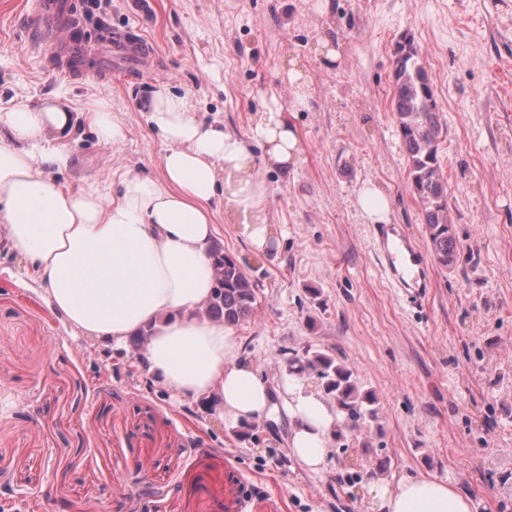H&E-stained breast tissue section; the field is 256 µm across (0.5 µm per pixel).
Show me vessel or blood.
<instances>
[{
	"label": "vessel or blood",
	"mask_w": 512,
	"mask_h": 512,
	"mask_svg": "<svg viewBox=\"0 0 512 512\" xmlns=\"http://www.w3.org/2000/svg\"><path fill=\"white\" fill-rule=\"evenodd\" d=\"M78 11L72 0H30L25 24L27 37L45 45L60 58V71L75 76L86 70L88 57L112 56L129 66H146L152 51L144 41L123 34L102 38L96 44L84 43L77 36ZM373 251L382 272L404 299L423 302L433 286L426 257L406 225L374 224L369 229Z\"/></svg>",
	"instance_id": "vessel-or-blood-1"
}]
</instances>
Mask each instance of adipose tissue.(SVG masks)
<instances>
[{"label": "adipose tissue", "mask_w": 512, "mask_h": 512, "mask_svg": "<svg viewBox=\"0 0 512 512\" xmlns=\"http://www.w3.org/2000/svg\"><path fill=\"white\" fill-rule=\"evenodd\" d=\"M145 110L165 145L161 174L126 175L108 200L90 186L64 188L54 176L72 163L67 106L0 109V235L73 328L116 357L131 337L147 333L138 353L146 375L179 404L211 400L227 430L285 410L290 454L319 471L343 428L335 405L306 390L296 370L271 386L243 356L234 329L201 315L214 282L217 209L237 218L255 250L272 243V187L257 163L284 171L298 165L286 108L273 100L258 113L259 159L222 123L198 122L191 100L168 87L153 90ZM370 494L377 512L474 509L469 495L426 474L371 482Z\"/></svg>", "instance_id": "obj_1"}]
</instances>
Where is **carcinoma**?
Returning <instances> with one entry per match:
<instances>
[{"instance_id":"obj_1","label":"carcinoma","mask_w":512,"mask_h":512,"mask_svg":"<svg viewBox=\"0 0 512 512\" xmlns=\"http://www.w3.org/2000/svg\"><path fill=\"white\" fill-rule=\"evenodd\" d=\"M392 78L391 112L407 155L410 186L422 206L428 247L435 261L448 268L456 262L458 243L448 206V182L439 161L442 126L431 78L414 44L394 51ZM214 260L213 297L205 315L229 326L247 321L256 309L257 281L241 262L219 248L214 249ZM297 362L317 373L324 391L343 413L345 426L355 429L360 421L375 417L376 396L360 392L347 366L322 352Z\"/></svg>"}]
</instances>
